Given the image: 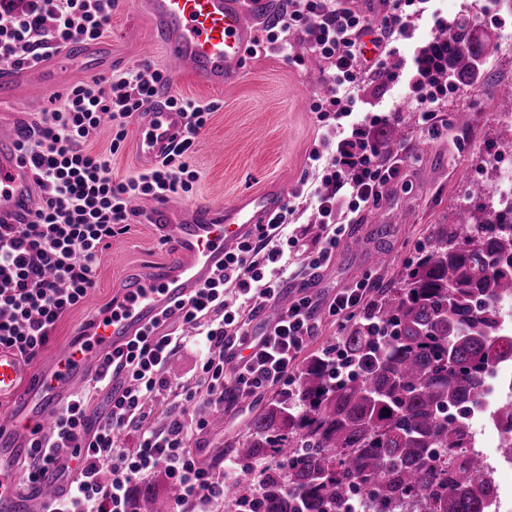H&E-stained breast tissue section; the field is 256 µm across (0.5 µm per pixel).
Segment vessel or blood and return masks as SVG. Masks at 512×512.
<instances>
[{
    "instance_id": "1",
    "label": "vessel or blood",
    "mask_w": 512,
    "mask_h": 512,
    "mask_svg": "<svg viewBox=\"0 0 512 512\" xmlns=\"http://www.w3.org/2000/svg\"><path fill=\"white\" fill-rule=\"evenodd\" d=\"M163 45L171 77L190 73L203 88L236 85L245 68L254 25L277 8L276 0H139ZM57 81L54 65L23 71L0 68V102L10 103L22 84L49 91ZM170 88L160 89L136 126V147L153 165L181 139L187 114L168 106ZM281 190L251 192L224 205L181 206L156 202L153 224L172 244L170 257L134 274L113 296L110 307L84 324L79 338L58 347L38 367L25 365L0 347V400L17 405L0 431V512H29L31 501L18 488L19 466L30 452L34 427L51 428L55 411L95 371L100 358L124 347L163 313L193 297L224 263V255L283 205ZM41 195L15 136L0 134V224L34 220Z\"/></svg>"
}]
</instances>
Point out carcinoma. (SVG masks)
I'll use <instances>...</instances> for the list:
<instances>
[{
  "label": "carcinoma",
  "instance_id": "cac0c4a2",
  "mask_svg": "<svg viewBox=\"0 0 512 512\" xmlns=\"http://www.w3.org/2000/svg\"><path fill=\"white\" fill-rule=\"evenodd\" d=\"M489 42L469 21L443 27L423 51L424 76L471 86ZM498 111L512 115V86L486 82ZM493 192L468 194L453 224H435L400 278L378 289L367 314L336 348L313 355L234 442L244 471L224 507L250 498L255 512H345L355 488L376 512L409 504L419 512H488L483 458L466 450L467 405L486 373L512 361L496 302L512 296V209L492 214ZM462 408L448 422L445 411ZM168 488L138 495L155 512Z\"/></svg>",
  "mask_w": 512,
  "mask_h": 512
}]
</instances>
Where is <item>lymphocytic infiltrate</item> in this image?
<instances>
[{"label":"lymphocytic infiltrate","instance_id":"lymphocytic-infiltrate-1","mask_svg":"<svg viewBox=\"0 0 512 512\" xmlns=\"http://www.w3.org/2000/svg\"><path fill=\"white\" fill-rule=\"evenodd\" d=\"M112 7L113 0H25L19 11L12 0H0V62L29 68L73 43L99 40ZM421 18L434 32L448 23L434 0H389L375 25L348 0H284L263 37L254 39L250 53L257 57L271 49L287 52L290 36H298L324 63L334 94L311 103L328 122L306 158L313 177L294 186L270 224L225 255L223 268L195 296L104 357L85 390L62 404L50 431L34 430L20 486L36 489L40 475L53 470L63 490L46 512H136L137 484L158 476L179 490L174 512H211L223 501L226 484L243 470H256V463L235 459L219 471L200 467L196 452L208 421L194 408L201 403L223 412L227 390L253 398L288 385L320 315L344 326L364 312L371 279L342 288L328 302L309 287L348 232L346 217L376 207L384 187L400 174L399 159L393 151H378L374 138L401 121V113L378 102L362 108L358 92L371 76L397 80L386 60L413 38ZM401 66L411 75L414 122L431 127L438 90L422 79L420 55L402 58ZM167 81L163 71L146 65L107 83L95 78L75 84L43 114L36 133L21 138L19 149L45 205L32 223L0 224V346L24 361L45 350L58 321L86 298L100 252L129 229L131 201L192 190L197 173L185 159L207 126L211 105L169 97L188 123L180 143L157 166L117 177L108 160L119 152L128 121ZM106 117L113 137L104 155L90 151L87 142ZM310 208L320 217L321 232L301 264L297 294L266 333L254 335L253 316L277 303L293 277L291 251L299 239L288 231L291 219ZM229 290L234 299L226 298ZM192 341L202 355L193 373L172 386L169 363ZM100 394L105 405L94 419L88 409ZM164 394L169 401L160 421L150 403ZM129 434L136 438L131 447L124 441Z\"/></svg>","mask_w":512,"mask_h":512}]
</instances>
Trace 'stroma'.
<instances>
[{
	"mask_svg": "<svg viewBox=\"0 0 512 512\" xmlns=\"http://www.w3.org/2000/svg\"><path fill=\"white\" fill-rule=\"evenodd\" d=\"M449 20L467 19L490 34L486 52L490 64L485 74L494 81L512 83V0H442ZM112 57L100 62L97 75L107 78L147 63L166 70L164 50L155 40L148 18L137 0H117L105 35ZM321 61L305 56L302 64L289 63L279 52L248 58L246 74L236 85L223 89L197 86L182 75L173 86L175 96L209 104L213 112L194 153L187 161L198 174L190 193L174 196V203L225 204L250 191L276 186L291 189L304 176L306 158L322 132L313 96H330L332 87L322 81ZM83 61L61 69L53 92L40 94L22 88L16 100L0 112V124L14 129L36 126L55 96L86 81ZM468 112L469 131L453 125L456 112ZM404 139L398 147L405 161L400 177L387 185L378 209L358 216L350 234L324 268L312 294L328 300L340 288L369 277L377 285L396 280L404 266L426 244L431 225L450 224L465 202L467 191L491 184V161L512 164V126L495 112L485 88H449L440 99L437 129L429 133L404 122ZM152 200L136 203V216L127 233L113 238L100 257L95 284L86 299L56 325L50 339L57 346L75 339L82 325L112 300L127 277L150 262L166 260L171 245L156 225L144 218ZM384 251L385 266H375L374 251ZM265 398L250 399L245 416L229 413L224 425L205 435L202 455L223 457L226 442L241 436L252 415L263 409Z\"/></svg>",
	"mask_w": 512,
	"mask_h": 512,
	"instance_id": "obj_1",
	"label": "stroma"
}]
</instances>
